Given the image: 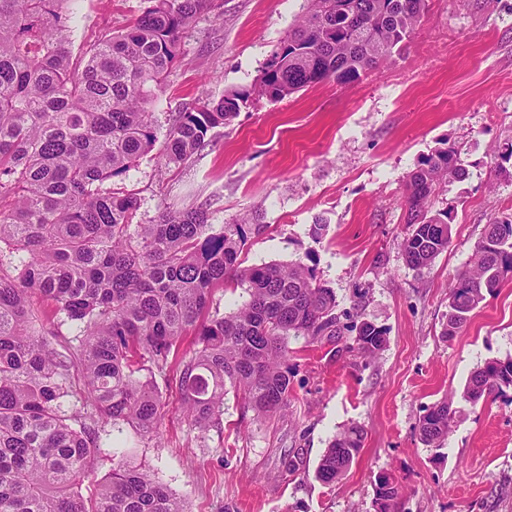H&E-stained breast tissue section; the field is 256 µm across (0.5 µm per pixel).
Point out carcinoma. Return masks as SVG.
I'll return each mask as SVG.
<instances>
[{
	"mask_svg": "<svg viewBox=\"0 0 512 512\" xmlns=\"http://www.w3.org/2000/svg\"><path fill=\"white\" fill-rule=\"evenodd\" d=\"M71 0H0V512H186L146 471L117 464L88 496L82 485L103 447L97 420L122 431H156L163 395L143 371L163 372L192 337L177 388L202 429L219 421L233 391L259 418L288 409L290 338L337 355L375 356L386 330L337 311L336 294L301 260L245 266L255 214L217 227L203 209L136 224L133 192L105 188L156 144L149 106L181 54L183 34L207 0H148L125 30L106 34L73 66L64 33ZM255 85L179 113L161 150L188 161L209 131L229 123L252 95L282 101L332 80L349 86L401 49L426 0H308ZM468 170L454 146L422 158L406 183L408 266L448 249V213H431L440 181ZM512 275V214L485 225L469 267L449 285L443 334L454 336ZM232 283L248 298L209 316L212 290ZM75 324L62 354L37 330L33 298ZM512 388V358L475 370L464 397L475 404ZM448 400L425 409L420 440L440 449ZM364 432L334 436L316 474L343 477ZM402 489L375 482V512H399Z\"/></svg>",
	"mask_w": 512,
	"mask_h": 512,
	"instance_id": "1",
	"label": "carcinoma"
}]
</instances>
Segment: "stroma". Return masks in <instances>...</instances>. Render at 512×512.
<instances>
[{
	"instance_id": "stroma-1",
	"label": "stroma",
	"mask_w": 512,
	"mask_h": 512,
	"mask_svg": "<svg viewBox=\"0 0 512 512\" xmlns=\"http://www.w3.org/2000/svg\"><path fill=\"white\" fill-rule=\"evenodd\" d=\"M147 5L72 0L74 63ZM306 8V0H211L153 105L158 140L179 112L250 87ZM510 143L512 0H427L411 41L355 84L249 100L186 163L166 165L154 150L113 178L111 190L136 193L142 224L192 206L218 226L262 214L266 230L248 239L246 265L312 260L340 308L385 328L387 342L365 361L290 340L288 413L262 422L230 394L218 424L195 428L181 413L176 373L156 375L165 402L158 434L124 426L114 449L104 425L89 484L118 460L147 470L188 512H375L374 481L387 473L403 489L402 512H512V399L463 396L477 367L512 357V279L459 333H443L453 277L485 224L512 213V178L490 160ZM450 145L468 177L437 189L432 208L447 213L451 238L417 271L401 249L405 183L421 158ZM318 219L326 230L315 240ZM444 399L453 421L437 450L420 441L417 424ZM353 424L364 430L362 450L345 476L323 484L318 463ZM290 456L299 464L292 474L283 467Z\"/></svg>"
}]
</instances>
